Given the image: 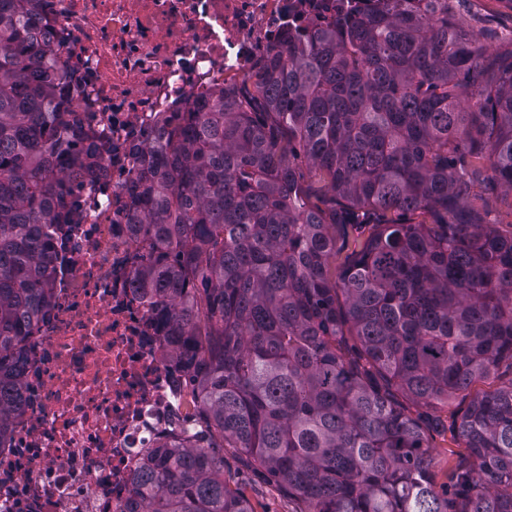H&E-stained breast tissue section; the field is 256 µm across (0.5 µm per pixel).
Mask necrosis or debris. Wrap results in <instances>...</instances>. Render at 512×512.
I'll return each instance as SVG.
<instances>
[{
  "instance_id": "obj_1",
  "label": "necrosis or debris",
  "mask_w": 512,
  "mask_h": 512,
  "mask_svg": "<svg viewBox=\"0 0 512 512\" xmlns=\"http://www.w3.org/2000/svg\"><path fill=\"white\" fill-rule=\"evenodd\" d=\"M378 0H30L69 64L66 98L102 146L70 173L53 302L21 344V411L0 448V512H124L133 476L185 436L187 372L129 274L128 190L166 118L255 73L288 37Z\"/></svg>"
}]
</instances>
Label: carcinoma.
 Instances as JSON below:
<instances>
[{
  "mask_svg": "<svg viewBox=\"0 0 512 512\" xmlns=\"http://www.w3.org/2000/svg\"><path fill=\"white\" fill-rule=\"evenodd\" d=\"M27 2L0 0L1 448L20 341L52 297L38 225L66 223L69 173L98 155L74 147L85 117L63 119L67 63ZM500 188L512 36L486 52L453 0L338 17L181 113L130 188L128 226L150 248L129 273L159 299L201 428L154 450L127 512H254L224 479L227 445L291 512H512V379L471 396L451 493L427 441L428 410L512 366V223L487 202ZM367 224L333 274L336 230Z\"/></svg>",
  "mask_w": 512,
  "mask_h": 512,
  "instance_id": "cac0c4a2",
  "label": "carcinoma"
}]
</instances>
